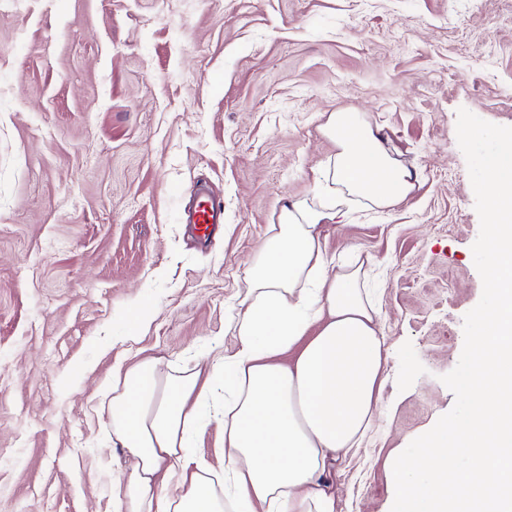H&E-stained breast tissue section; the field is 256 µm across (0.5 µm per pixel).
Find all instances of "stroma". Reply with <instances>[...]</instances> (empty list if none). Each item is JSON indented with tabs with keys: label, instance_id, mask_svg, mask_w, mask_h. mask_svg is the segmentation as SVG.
<instances>
[{
	"label": "stroma",
	"instance_id": "obj_1",
	"mask_svg": "<svg viewBox=\"0 0 512 512\" xmlns=\"http://www.w3.org/2000/svg\"><path fill=\"white\" fill-rule=\"evenodd\" d=\"M462 107L512 126V0H0V512H127L113 375L234 348L248 265L336 157L333 112L418 174L321 228L366 269L386 354L336 512H391L393 462L453 407L440 377L482 295ZM200 183L224 203L203 244L180 221ZM223 451L215 404L193 453Z\"/></svg>",
	"mask_w": 512,
	"mask_h": 512
}]
</instances>
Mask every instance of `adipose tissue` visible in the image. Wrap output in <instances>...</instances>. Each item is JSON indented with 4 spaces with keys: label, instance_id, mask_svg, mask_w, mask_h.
<instances>
[{
    "label": "adipose tissue",
    "instance_id": "1",
    "mask_svg": "<svg viewBox=\"0 0 512 512\" xmlns=\"http://www.w3.org/2000/svg\"><path fill=\"white\" fill-rule=\"evenodd\" d=\"M331 167L313 200L284 207L279 230L246 271L241 310L228 329L224 452L198 460L192 437L214 397L200 372L161 374L142 360L112 388V434L133 458L129 512H336L322 477L358 447L384 381V337L361 267L328 257L319 228L342 224L346 196L393 206L416 174L352 112L332 114ZM293 353L291 364L279 361ZM176 479L157 495L160 474Z\"/></svg>",
    "mask_w": 512,
    "mask_h": 512
}]
</instances>
